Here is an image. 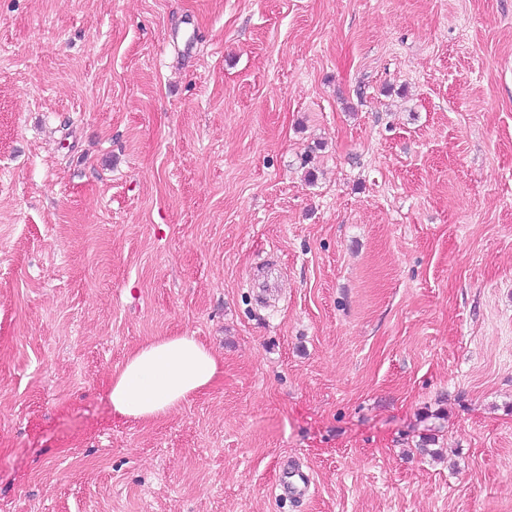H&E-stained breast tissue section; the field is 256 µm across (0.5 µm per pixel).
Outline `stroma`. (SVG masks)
<instances>
[{
    "instance_id": "obj_1",
    "label": "stroma",
    "mask_w": 512,
    "mask_h": 512,
    "mask_svg": "<svg viewBox=\"0 0 512 512\" xmlns=\"http://www.w3.org/2000/svg\"><path fill=\"white\" fill-rule=\"evenodd\" d=\"M0 512H512V0H0ZM224 360L195 336H159L132 352L112 373V412L126 420L161 418L209 387ZM310 488L311 477L307 471L292 461L283 463L281 476L276 484L279 498L287 500L305 497Z\"/></svg>"
}]
</instances>
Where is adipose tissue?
<instances>
[{
  "label": "adipose tissue",
  "mask_w": 512,
  "mask_h": 512,
  "mask_svg": "<svg viewBox=\"0 0 512 512\" xmlns=\"http://www.w3.org/2000/svg\"><path fill=\"white\" fill-rule=\"evenodd\" d=\"M223 371L222 358L195 336L157 337L113 371L112 411L126 420L163 417L209 387Z\"/></svg>",
  "instance_id": "1"
}]
</instances>
